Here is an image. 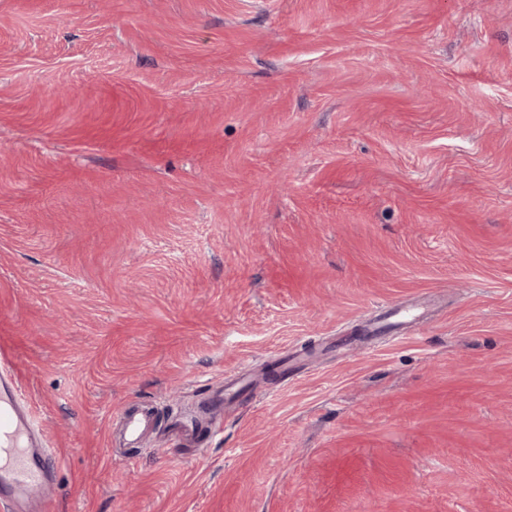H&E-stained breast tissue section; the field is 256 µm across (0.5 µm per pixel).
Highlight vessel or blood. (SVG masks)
Instances as JSON below:
<instances>
[{
    "label": "vessel or blood",
    "mask_w": 512,
    "mask_h": 512,
    "mask_svg": "<svg viewBox=\"0 0 512 512\" xmlns=\"http://www.w3.org/2000/svg\"><path fill=\"white\" fill-rule=\"evenodd\" d=\"M154 424L150 410L129 412L124 440L139 444ZM52 466L41 434L31 423V410L12 363L0 357V512H19L51 485Z\"/></svg>",
    "instance_id": "b4317fda"
}]
</instances>
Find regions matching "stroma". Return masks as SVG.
Wrapping results in <instances>:
<instances>
[{
  "label": "stroma",
  "instance_id": "35a3bbf8",
  "mask_svg": "<svg viewBox=\"0 0 512 512\" xmlns=\"http://www.w3.org/2000/svg\"><path fill=\"white\" fill-rule=\"evenodd\" d=\"M1 351L46 512H512V0H0ZM154 424L150 409L129 412L124 418V440L129 445L139 444Z\"/></svg>",
  "mask_w": 512,
  "mask_h": 512
}]
</instances>
